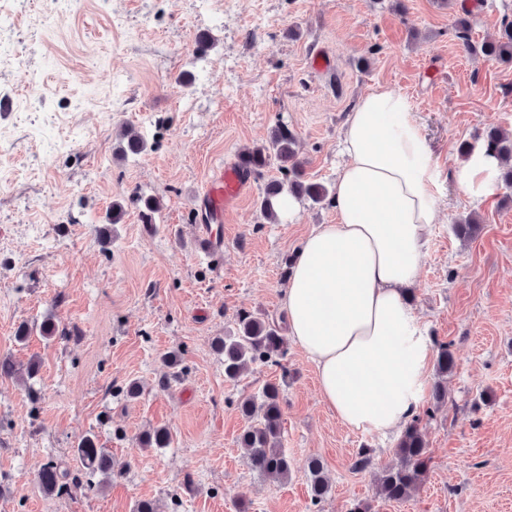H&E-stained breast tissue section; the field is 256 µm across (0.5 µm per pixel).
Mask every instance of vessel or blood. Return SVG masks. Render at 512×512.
I'll use <instances>...</instances> for the list:
<instances>
[{"instance_id": "obj_1", "label": "vessel or blood", "mask_w": 512, "mask_h": 512, "mask_svg": "<svg viewBox=\"0 0 512 512\" xmlns=\"http://www.w3.org/2000/svg\"><path fill=\"white\" fill-rule=\"evenodd\" d=\"M251 186L252 174L243 163L218 167L203 194L205 209L213 222L223 221L225 212L233 208L250 191ZM212 224L198 225L196 231L198 250L209 256L220 249Z\"/></svg>"}]
</instances>
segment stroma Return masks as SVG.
I'll use <instances>...</instances> for the list:
<instances>
[{
	"label": "stroma",
	"instance_id": "35a3bbf8",
	"mask_svg": "<svg viewBox=\"0 0 512 512\" xmlns=\"http://www.w3.org/2000/svg\"><path fill=\"white\" fill-rule=\"evenodd\" d=\"M40 22L19 0H0V357L40 369L31 384L0 377V512H512V189L477 204L445 181L412 304L433 345L457 360L448 398L425 396L427 472L402 502L378 493L396 435L344 426L322 401L314 363L289 343L281 366L252 364L224 377L215 337L249 310L282 321V270L328 202L301 201L286 220L259 209L268 168L224 216V252L196 247L194 214L215 169L265 142L278 122L298 139L308 180L333 187L346 115L375 86L405 93L433 162L447 168L460 143L490 127L512 130V64L467 54L512 21V0H57ZM203 36L214 43L194 52ZM331 64L319 71L317 55ZM187 73L181 87L174 76ZM137 130L138 155L116 149ZM162 203L146 230L132 196ZM125 204L109 243L95 226ZM477 215L480 234L454 226ZM76 328L19 343L20 323ZM180 375L159 380L166 355ZM139 397L126 398L128 382ZM283 382V450L295 467L276 481L254 471L238 438L240 399ZM42 391L31 400L29 387ZM163 427L166 448L136 437ZM94 434L112 457L101 488L45 496L34 484L53 460L79 474L74 450ZM370 451L362 470L353 463ZM321 459L331 489L313 502L306 472Z\"/></svg>",
	"mask_w": 512,
	"mask_h": 512
}]
</instances>
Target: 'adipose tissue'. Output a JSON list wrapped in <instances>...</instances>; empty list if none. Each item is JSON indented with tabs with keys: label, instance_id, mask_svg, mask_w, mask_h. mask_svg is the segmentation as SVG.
Instances as JSON below:
<instances>
[{
	"label": "adipose tissue",
	"instance_id": "1",
	"mask_svg": "<svg viewBox=\"0 0 512 512\" xmlns=\"http://www.w3.org/2000/svg\"><path fill=\"white\" fill-rule=\"evenodd\" d=\"M344 161L330 204L336 221L295 252L282 295L292 338L315 363L325 405L351 429L401 430L417 414L433 345L407 299L417 280L438 189L451 176L473 202L499 188V159L483 145L441 170L409 98L377 85L347 114Z\"/></svg>",
	"mask_w": 512,
	"mask_h": 512
}]
</instances>
